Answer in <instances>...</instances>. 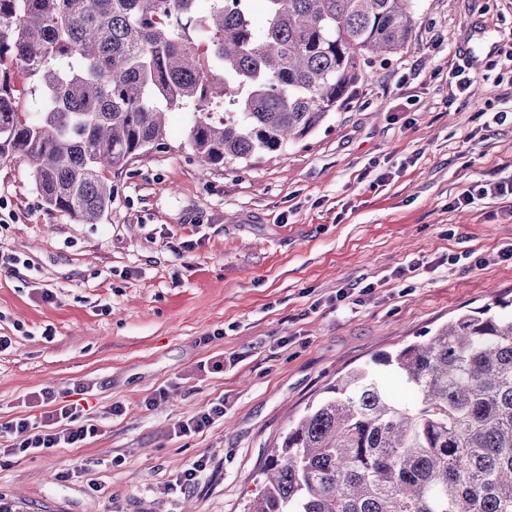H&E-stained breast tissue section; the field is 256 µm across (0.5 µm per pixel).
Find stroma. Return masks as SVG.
I'll list each match as a JSON object with an SVG mask.
<instances>
[{
  "mask_svg": "<svg viewBox=\"0 0 512 512\" xmlns=\"http://www.w3.org/2000/svg\"><path fill=\"white\" fill-rule=\"evenodd\" d=\"M414 9L404 49L278 152L205 164L186 142L193 105L173 109L165 147L112 175L99 223L49 209L28 163L0 160V254L17 259L0 270V424L39 416L30 392L83 388L101 427L36 456L0 439V512H247L274 448L336 379L512 300V260L495 259L512 201L454 205L512 180V0ZM470 252L493 261L469 266ZM217 401L223 419L173 435ZM202 457L194 487L161 494ZM476 187H478L477 190L475 188H472V190H466L462 194H460L457 198H455V204L458 207V205L461 204H469L471 199L474 198L473 192H477L479 196L485 197V196H493L494 198H505L510 195V198L512 197V182L506 183V182H485L484 184H478Z\"/></svg>",
  "mask_w": 512,
  "mask_h": 512,
  "instance_id": "35a3bbf8",
  "label": "stroma"
}]
</instances>
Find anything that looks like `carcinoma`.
I'll return each instance as SVG.
<instances>
[{"label":"carcinoma","instance_id":"1","mask_svg":"<svg viewBox=\"0 0 512 512\" xmlns=\"http://www.w3.org/2000/svg\"><path fill=\"white\" fill-rule=\"evenodd\" d=\"M0 0V160L33 166L46 205L96 224L107 174L164 144V110L196 106L203 162L276 152L319 127L415 25L413 0ZM19 73L44 109L19 108ZM218 99L234 107L219 120ZM512 306L463 313L354 369L288 430L248 512H512ZM414 393L401 405L379 367Z\"/></svg>","mask_w":512,"mask_h":512}]
</instances>
